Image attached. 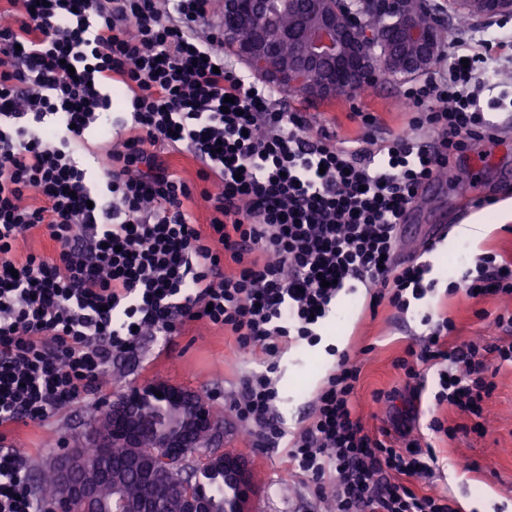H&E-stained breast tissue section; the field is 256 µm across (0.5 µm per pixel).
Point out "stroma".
Here are the masks:
<instances>
[{
	"mask_svg": "<svg viewBox=\"0 0 512 512\" xmlns=\"http://www.w3.org/2000/svg\"><path fill=\"white\" fill-rule=\"evenodd\" d=\"M501 108L489 117L500 125V137L507 142L491 164L482 165L483 144H473L466 162L449 160L440 180V190L426 221L447 225V233L433 242L425 258L432 265L431 278L437 286L422 299L412 301L408 313L397 312L388 303L377 311L369 309V293L358 288L351 294H339L333 311L318 329L321 341L316 346L296 343L284 350L276 373L279 412L288 430L300 421L327 375L333 369L335 351L360 355L362 371L353 403L369 432H378L390 421L410 413L414 418V437L421 446L431 447L438 458L433 481L452 497L460 512H512V366L499 367L493 377L495 389L482 405L481 414L462 412L453 407L430 406L438 389L440 365L424 368L427 378L420 400H412V388L397 366L409 344L419 343L428 333L423 325L424 313L442 314L452 319L455 329L449 345L468 340L492 344L512 342V331L495 327L493 317L512 312V300L501 296L469 298L464 292L446 289L460 274L459 264L487 252L512 257V223L488 226L479 243L455 237L452 227L469 218L477 199L504 201L512 198V124L503 117L512 112V52L500 53ZM410 81L402 76H381L364 92L341 93L327 98L309 99L302 95H285L287 110L300 112L312 128L357 130L348 121L351 112H371L380 125L376 136L386 140L407 131L415 113L404 91ZM256 357L241 352L233 338L222 329L205 322L194 323L181 335L142 337L136 350L113 361L102 389L93 396L54 412L40 423L15 425L11 436L29 451L28 469L32 481H39L53 460L71 448L91 445L94 429L103 411L118 396L162 381L195 392L206 393L215 411L224 419V437L219 450L242 453L251 470L255 494L250 512H332V494L316 495L308 479L288 465L284 449L261 447L251 427L234 411L241 386L240 378L259 369ZM394 392L393 400L375 402L379 392ZM440 420L443 431L430 427ZM457 428L455 438L444 430ZM469 461L470 471H463L460 461Z\"/></svg>",
	"mask_w": 512,
	"mask_h": 512,
	"instance_id": "1",
	"label": "stroma"
}]
</instances>
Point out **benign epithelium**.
I'll return each instance as SVG.
<instances>
[{"instance_id":"1","label":"benign epithelium","mask_w":512,"mask_h":512,"mask_svg":"<svg viewBox=\"0 0 512 512\" xmlns=\"http://www.w3.org/2000/svg\"><path fill=\"white\" fill-rule=\"evenodd\" d=\"M251 16L241 15V0H224V37L240 44L241 56L258 75L283 89L293 87L309 97L324 98L341 87H357L380 75L398 72L410 77L429 72L439 59L442 45L439 27L422 26L403 6V0H368V15L381 19L379 27L369 26L352 12L343 0H304L297 26L288 38L297 43L293 62L283 66L274 56L266 38L255 31L253 18L273 20L267 13V0H251ZM455 15L491 20L512 15V0H448ZM170 408L171 415L149 417L142 405L155 392ZM112 433L102 441L110 447L114 439L131 448L151 445L163 448L160 465L145 474L146 482L157 483L176 470L192 449L198 447L190 426H205L212 438L221 436L224 423L210 419L196 400L179 389L163 383L133 390L112 403ZM53 468L74 512H99L96 484L83 479L82 473L94 464L73 457L57 459ZM224 485L236 489L239 503L249 502L253 487L248 466L240 459L224 460ZM172 493L181 494L184 512H210L208 502L194 495L192 481L167 483Z\"/></svg>"}]
</instances>
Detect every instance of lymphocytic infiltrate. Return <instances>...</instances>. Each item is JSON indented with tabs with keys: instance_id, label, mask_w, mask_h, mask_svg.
Listing matches in <instances>:
<instances>
[{
	"instance_id": "f902f5d3",
	"label": "lymphocytic infiltrate",
	"mask_w": 512,
	"mask_h": 512,
	"mask_svg": "<svg viewBox=\"0 0 512 512\" xmlns=\"http://www.w3.org/2000/svg\"><path fill=\"white\" fill-rule=\"evenodd\" d=\"M211 0H0V512H41L27 449L10 426L39 423L94 394L102 374L140 337L177 336L197 321L229 331L261 355L234 409L336 512H458L407 478L437 457L408 440L405 421L370 437L353 412L361 361L342 351L295 432L279 418L274 375L293 342L317 345L337 296L371 289V307L407 313L425 296L429 264L402 256L398 226L449 154L495 141L480 105L496 57L470 54L408 88L412 129L377 144L325 128L308 134L274 91L245 81L218 53ZM208 28L200 36V28ZM131 97L120 145H105L97 180L78 152L112 100ZM427 130L432 145L415 130ZM188 155L208 182L199 223L192 186L164 153ZM52 244L25 250L33 232ZM466 294L512 295V262L488 252L458 280ZM397 362L441 360L436 404L477 413L491 365L512 344L446 347L451 320Z\"/></svg>"
}]
</instances>
